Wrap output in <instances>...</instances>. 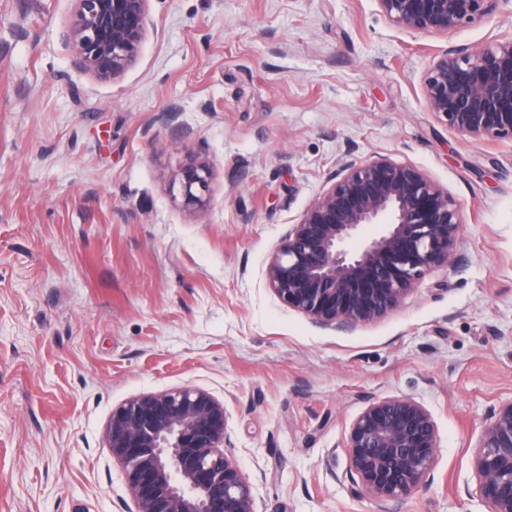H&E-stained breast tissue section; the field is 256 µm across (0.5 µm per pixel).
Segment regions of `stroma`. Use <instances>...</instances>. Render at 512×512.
Instances as JSON below:
<instances>
[{"label": "stroma", "instance_id": "35a3bbf8", "mask_svg": "<svg viewBox=\"0 0 512 512\" xmlns=\"http://www.w3.org/2000/svg\"><path fill=\"white\" fill-rule=\"evenodd\" d=\"M73 9L0 0V512H128L112 411L184 386L223 401L257 512H382L350 493L345 438L401 396L430 411L437 460L391 512H489L472 463L512 400V141L448 129L424 76L512 36V0L445 35L377 0H149L109 83L72 66ZM380 155L447 190L458 262L381 319L317 327L267 264L342 162ZM195 158L200 211L173 188Z\"/></svg>", "mask_w": 512, "mask_h": 512}]
</instances>
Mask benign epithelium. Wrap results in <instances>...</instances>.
<instances>
[{"mask_svg":"<svg viewBox=\"0 0 512 512\" xmlns=\"http://www.w3.org/2000/svg\"><path fill=\"white\" fill-rule=\"evenodd\" d=\"M62 33L73 67L101 82L136 57L149 0H74ZM411 32L446 34L480 19L500 0H377ZM427 106L449 129L512 140V37L477 53L449 50L425 79ZM212 169L195 160L179 173L188 209L206 206ZM366 224L372 237L351 251ZM461 224L454 200L423 170L386 156L344 162L288 230L266 268L269 288L313 324L349 330L395 310L428 271L455 262ZM106 438L124 470L128 512H255L253 485L230 444L224 402L183 387L135 396L112 410ZM345 448L351 492L387 504L423 487L438 431L429 410L408 397L377 399L351 423ZM477 492L491 512H512V400L494 410L473 461Z\"/></svg>","mask_w":512,"mask_h":512,"instance_id":"7a95c632","label":"benign epithelium"}]
</instances>
